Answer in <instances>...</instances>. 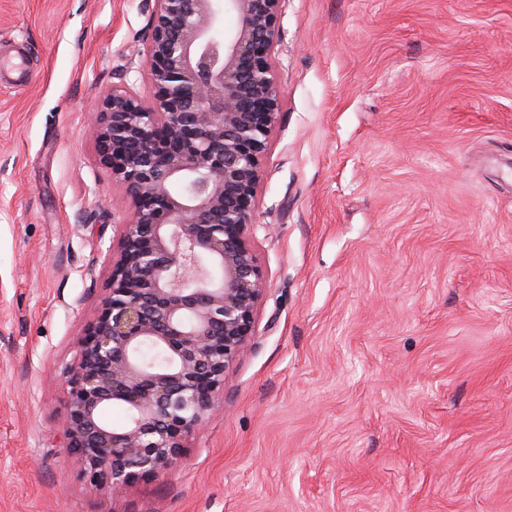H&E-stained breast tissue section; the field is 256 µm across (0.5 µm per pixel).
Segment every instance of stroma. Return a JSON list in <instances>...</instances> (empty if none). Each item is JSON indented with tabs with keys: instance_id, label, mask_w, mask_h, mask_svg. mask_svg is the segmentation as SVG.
Listing matches in <instances>:
<instances>
[{
	"instance_id": "35a3bbf8",
	"label": "stroma",
	"mask_w": 512,
	"mask_h": 512,
	"mask_svg": "<svg viewBox=\"0 0 512 512\" xmlns=\"http://www.w3.org/2000/svg\"><path fill=\"white\" fill-rule=\"evenodd\" d=\"M150 11L0 0V512H512V0H283L251 349L175 467L88 490L59 423L119 231L89 129L148 94Z\"/></svg>"
}]
</instances>
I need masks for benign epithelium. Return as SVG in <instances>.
<instances>
[{"label": "benign epithelium", "mask_w": 512, "mask_h": 512, "mask_svg": "<svg viewBox=\"0 0 512 512\" xmlns=\"http://www.w3.org/2000/svg\"><path fill=\"white\" fill-rule=\"evenodd\" d=\"M151 2L152 95L112 86L91 128L116 187L108 205L125 218L61 420L90 489L114 497L177 464L251 348L266 292L252 202L280 111L282 0ZM227 11L239 24L219 41ZM111 405L126 410L124 426L102 420Z\"/></svg>", "instance_id": "obj_1"}]
</instances>
